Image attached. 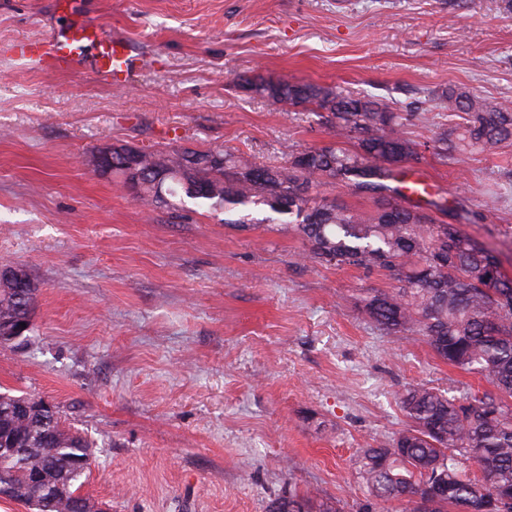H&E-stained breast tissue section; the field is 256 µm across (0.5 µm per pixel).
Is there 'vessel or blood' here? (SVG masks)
<instances>
[{"label": "vessel or blood", "mask_w": 512, "mask_h": 512, "mask_svg": "<svg viewBox=\"0 0 512 512\" xmlns=\"http://www.w3.org/2000/svg\"><path fill=\"white\" fill-rule=\"evenodd\" d=\"M56 10L62 20L57 30L46 38L20 43L19 56L43 71L87 70L112 87H125L143 62L133 43L88 19L81 0H56Z\"/></svg>", "instance_id": "vessel-or-blood-1"}]
</instances>
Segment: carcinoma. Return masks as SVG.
Here are the masks:
<instances>
[{
	"label": "carcinoma",
	"instance_id": "carcinoma-1",
	"mask_svg": "<svg viewBox=\"0 0 512 512\" xmlns=\"http://www.w3.org/2000/svg\"><path fill=\"white\" fill-rule=\"evenodd\" d=\"M244 86L291 106L326 112L336 137L355 149L289 150L279 167L244 163L228 152L188 149L145 152L112 148V170L127 174L139 160L142 176L129 184L155 208L174 206L184 192L229 215L226 224H293L310 244L308 257L338 268L383 271L388 289L366 288L354 297L358 311L390 336H413L435 357L484 378L489 388L461 394L411 385L402 393L405 429L358 450L355 465L367 497L358 512L383 501L412 504V512H512V278L496 257L455 224L439 222L436 201L410 200L406 164L422 159L421 145L404 129L419 112H398L362 93L314 83L261 77ZM437 107L462 122L443 129L434 155L494 153L512 142V103L490 100L448 84ZM336 185L373 203L369 213L321 194ZM40 284L0 281V334L30 322ZM92 444L63 426L27 396L0 392V488L29 512H104L77 493L92 462ZM474 463L471 478L464 464ZM270 512H344L322 500L288 493Z\"/></svg>",
	"mask_w": 512,
	"mask_h": 512
}]
</instances>
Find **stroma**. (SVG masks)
<instances>
[{
	"label": "stroma",
	"mask_w": 512,
	"mask_h": 512,
	"mask_svg": "<svg viewBox=\"0 0 512 512\" xmlns=\"http://www.w3.org/2000/svg\"><path fill=\"white\" fill-rule=\"evenodd\" d=\"M85 2L144 54L126 88L18 57L48 36L52 0H0V259L41 287L31 331L0 345V390L90 440L81 493L104 512H268L291 490L357 512L356 451L405 427L406 386L479 378L354 309L383 274L313 262L288 224H228L191 199L148 208L97 157L186 148L280 166L285 147L335 143L243 76L425 108L406 132L429 146L448 84L512 100V14L500 0ZM419 169L444 221L464 201L461 231L512 277V145L445 162L428 149Z\"/></svg>",
	"instance_id": "1"
}]
</instances>
